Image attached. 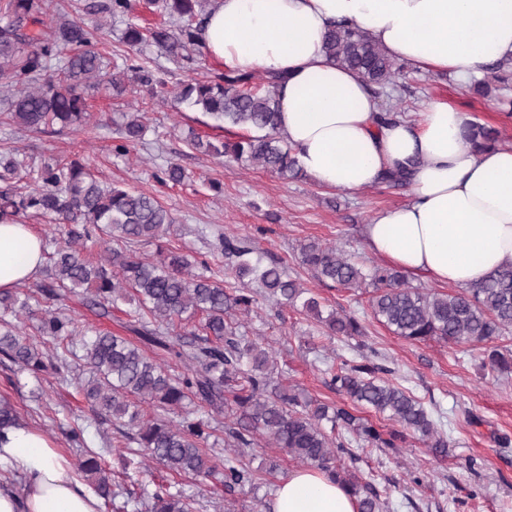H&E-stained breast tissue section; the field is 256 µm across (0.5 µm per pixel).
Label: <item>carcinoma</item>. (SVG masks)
<instances>
[{"label":"carcinoma","instance_id":"cac0c4a2","mask_svg":"<svg viewBox=\"0 0 512 512\" xmlns=\"http://www.w3.org/2000/svg\"><path fill=\"white\" fill-rule=\"evenodd\" d=\"M213 0H97L94 14L123 18L140 6L175 24L149 27L131 24L122 43L126 50L105 57L96 49L101 25L68 18L57 0H0V93L6 108L0 123L41 133L76 130L88 123V91L100 86L120 95L130 81L154 94L166 92V81L141 62L142 46L157 47L189 68L196 62L198 31ZM325 49L336 65L357 72L369 89L396 84L403 66L367 32L345 25L330 29ZM512 80V59L492 64L476 82L487 93L492 83ZM280 76L266 72H220L214 79H192L176 100L197 107L246 134L217 146L200 138L196 149L248 162L283 178L302 174L294 152L277 131V87ZM121 143L115 152L128 154L144 138L146 115L121 113ZM498 131L474 124L465 134L476 148L492 147ZM184 168L170 162L159 180L181 184ZM55 225L54 250L47 278L38 293L45 302H59L84 286L93 289V304L103 313L118 301H137L126 329L140 343L111 332L89 335L71 318L52 310L42 313L36 331L42 339L63 344L52 355L57 372L68 369L67 354L78 344L93 376L78 385L84 398L115 421L136 429L134 440L145 456L167 471L207 477L214 472L211 453L224 445V491L231 494L258 485V475L243 462L261 438L282 449L304 467L328 474L357 499V512H380L377 492L352 474L341 459L355 441L374 448H394L403 434L383 437L367 419L280 389L273 379V354L240 333L226 320L232 310L247 314L263 296L282 307H301L327 328L330 336L359 337L365 328L352 314L322 316L318 299L288 276L281 263H263L245 238L220 234L209 243L210 254L224 258L225 269L240 283L224 287L210 263L170 250L155 260L142 259L129 244L161 241L175 223L154 196L99 180L78 159H36L16 147L0 151V223L18 224L24 217ZM100 244L98 256L85 244ZM298 259L322 283L358 288L373 286V316L394 334L411 341L485 344L512 332V267L459 293L425 292L408 285L402 271L391 267L364 269L334 245L310 240L300 245ZM34 296L20 287L0 291V354L32 374L46 370L43 352L20 327L33 315ZM381 367L365 360L329 365V385L352 401L388 413L403 429L419 434L440 452L448 441L415 397L380 376ZM208 416H224V439L212 437L210 421L173 416L192 402ZM152 409L146 415L143 405ZM78 470L112 512H195V499L170 486L141 484L120 492L112 489L104 456L91 453Z\"/></svg>","mask_w":512,"mask_h":512}]
</instances>
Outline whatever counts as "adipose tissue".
Wrapping results in <instances>:
<instances>
[{"instance_id": "adipose-tissue-1", "label": "adipose tissue", "mask_w": 512, "mask_h": 512, "mask_svg": "<svg viewBox=\"0 0 512 512\" xmlns=\"http://www.w3.org/2000/svg\"><path fill=\"white\" fill-rule=\"evenodd\" d=\"M361 28L391 57L464 84L512 57V0H215L198 33L226 71L280 73L278 132L317 184L356 192L404 174L409 202L364 227L385 263L438 285L468 288L512 266V147L475 148L472 118L430 102L418 124L379 122L376 97L324 48L328 29ZM43 240L30 225L0 224V290L36 277ZM20 478L0 487V512H100V501L43 433L0 429V466ZM272 512H357L324 473L304 469L278 486Z\"/></svg>"}]
</instances>
